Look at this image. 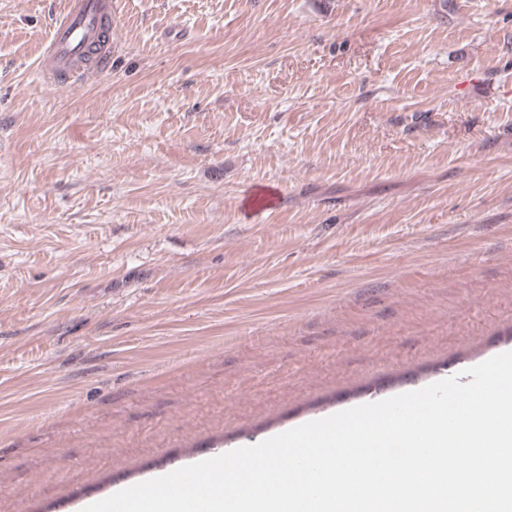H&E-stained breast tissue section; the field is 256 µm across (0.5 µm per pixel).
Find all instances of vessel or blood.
Returning a JSON list of instances; mask_svg holds the SVG:
<instances>
[{
	"instance_id": "vessel-or-blood-1",
	"label": "vessel or blood",
	"mask_w": 512,
	"mask_h": 512,
	"mask_svg": "<svg viewBox=\"0 0 512 512\" xmlns=\"http://www.w3.org/2000/svg\"><path fill=\"white\" fill-rule=\"evenodd\" d=\"M112 0H65L52 38L39 60V71L46 79L65 73L71 79L88 78L81 58L93 45L101 14L111 12Z\"/></svg>"
}]
</instances>
